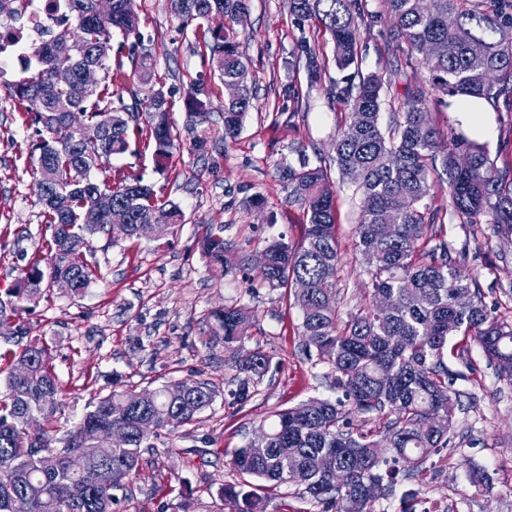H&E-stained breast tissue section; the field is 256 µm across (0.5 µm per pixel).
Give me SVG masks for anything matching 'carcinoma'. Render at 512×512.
<instances>
[{"mask_svg": "<svg viewBox=\"0 0 512 512\" xmlns=\"http://www.w3.org/2000/svg\"><path fill=\"white\" fill-rule=\"evenodd\" d=\"M75 26L47 29V39L21 57L27 76L8 85L39 152L34 183L53 176L38 194L41 217L52 235L37 248L13 287L0 292V321L13 320L16 333L0 336V512H114L118 492L138 474L151 440L197 421L215 398L214 386L195 377L154 390L144 406L130 402L135 389H112L91 403L79 421L59 435L61 384L48 341L30 336L21 313L24 303L42 294V285L66 278L70 294L81 295L98 279L89 264L92 237L108 231L112 219L126 224V239L160 240L181 220L174 206L160 202L152 186L136 180L112 186L110 160L131 143L152 149L163 165L175 147L169 102L153 83L156 57L144 44L139 18L128 0H112V15L101 18L96 0H49ZM247 0H172L183 24L195 25L209 50V64L224 85L245 83V63L231 28L204 23L216 15L235 21ZM393 20L395 57L418 55L427 84L406 87L391 102L389 124L380 121L385 89L402 76L359 70V46L365 5L362 0H288V10L330 36L340 70L353 69L345 85L331 82L328 98L349 108L331 145L340 180L360 195L355 246L370 256L369 302L348 320L340 317L341 254L336 236V192L327 166L280 165L288 203L306 218L300 243L280 236L264 248L269 265L256 269L257 282L285 288L301 311L302 351L328 364L342 396L314 398L274 411L268 427L259 426L230 466L245 480L226 484L220 496L230 512H265L259 484L304 487L324 512H373L369 485L391 489L427 470L433 456L448 447L460 396L458 375L448 369V341L459 334L481 349L498 377L512 381V321L492 315L479 286V273L448 252L443 215L461 224L494 225L499 237L512 236V173L494 166L484 145L451 127L442 132L431 121L433 98L448 106L484 99L512 112V0H383ZM28 0H0V24H9ZM120 34L112 62V39ZM67 39L71 58L62 63L55 44ZM310 83L327 71L329 60L308 41L301 45ZM87 67L101 80L93 89L81 84ZM207 98L203 80L190 90L189 111L200 127L191 150L209 142ZM249 90L224 96V138L242 131L252 107ZM80 111L85 126L73 133L58 106ZM448 175L446 210L431 205L432 175ZM160 217L163 224H153ZM210 270L218 276L249 270V258L217 234L199 242ZM305 287L296 288V281ZM203 321L209 334L224 343L233 360L235 403L247 404L255 384L268 372L270 356L251 349L240 361L252 325L244 305L212 309ZM383 418L377 433L359 432L351 415ZM37 415L33 431L28 418ZM121 429V447H94L100 430ZM84 485L81 499L70 485Z\"/></svg>", "mask_w": 512, "mask_h": 512, "instance_id": "cac0c4a2", "label": "carcinoma"}]
</instances>
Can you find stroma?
<instances>
[{"mask_svg": "<svg viewBox=\"0 0 512 512\" xmlns=\"http://www.w3.org/2000/svg\"><path fill=\"white\" fill-rule=\"evenodd\" d=\"M369 15L363 28V72L386 73L392 22L382 0H363ZM140 31L153 41L156 79L168 96L175 147L163 167L151 152L130 151L112 158V181L135 178L180 208L184 222L159 241L94 236L89 256L100 276L82 296L51 288L29 317L34 333L46 337L65 403L63 424L80 419L86 404L112 382L137 390L189 376L213 384L212 406L192 425L162 434L146 455L119 512H178L191 494L195 512H220V487L239 476L228 463L253 436L272 408L293 407L312 398L336 399L328 367L301 351L297 308L286 306L280 290L262 287L243 275L220 277L208 271L196 242L205 230L261 252L267 239L285 235L300 242L304 217L289 205L279 180L280 161L297 162L303 146L311 162L329 160L341 127V108L331 104L324 85H309L296 64L300 43L318 44L332 55L328 37L314 27L299 28L287 0H248L235 28L255 99L236 140L223 141L224 86L212 80L210 140L204 154L188 150L192 134L186 98L197 75L209 74V57L193 27L184 25L170 0H133ZM22 76L17 62L0 63V289L12 284L51 231L31 178V131L7 86ZM489 129L487 145L497 169L512 168V112L478 105ZM259 193L266 205L246 209L244 197ZM359 202L346 187L337 189L336 234L343 267L339 273L342 313L360 309L370 279L354 248ZM448 246L477 270L489 307L512 320V241L490 236L487 225L446 221ZM244 304L252 311L246 348H262L271 358L257 395L236 407V370L223 344L201 322L206 310ZM458 373L460 406L453 438L433 460L421 497L437 512H512V383L497 377L472 342L458 344L448 357ZM493 479L492 490L475 487L470 468Z\"/></svg>", "mask_w": 512, "mask_h": 512, "instance_id": "1", "label": "stroma"}]
</instances>
